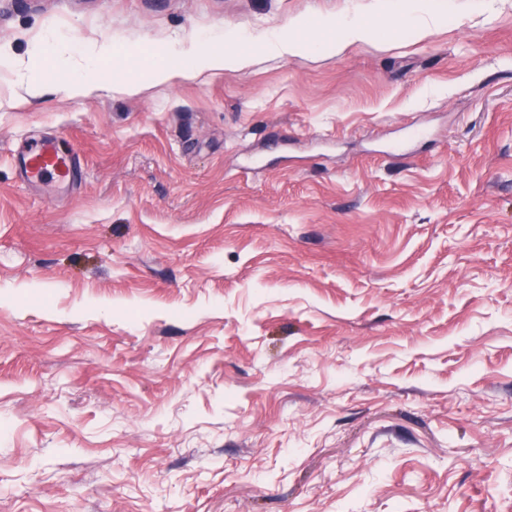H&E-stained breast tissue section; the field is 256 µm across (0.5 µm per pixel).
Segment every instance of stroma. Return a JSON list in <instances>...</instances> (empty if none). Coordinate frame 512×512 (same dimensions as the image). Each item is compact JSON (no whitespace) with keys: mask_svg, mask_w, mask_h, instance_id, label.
Segmentation results:
<instances>
[{"mask_svg":"<svg viewBox=\"0 0 512 512\" xmlns=\"http://www.w3.org/2000/svg\"><path fill=\"white\" fill-rule=\"evenodd\" d=\"M0 512H512V0H0ZM325 26L336 33L334 41H319L304 35L308 28L307 21L297 20L292 24L293 34L285 36L279 33L269 37L264 43V50L277 56L297 54L307 50L333 54L373 32L370 26L359 20H330L325 23ZM221 37H211L200 43V62L209 69H224L226 66L244 64L243 55L231 51H223L218 47ZM74 155L62 152L51 140L31 145L24 158V172L28 178H40L50 174L59 182L70 180Z\"/></svg>","mask_w":512,"mask_h":512,"instance_id":"obj_1","label":"stroma"}]
</instances>
